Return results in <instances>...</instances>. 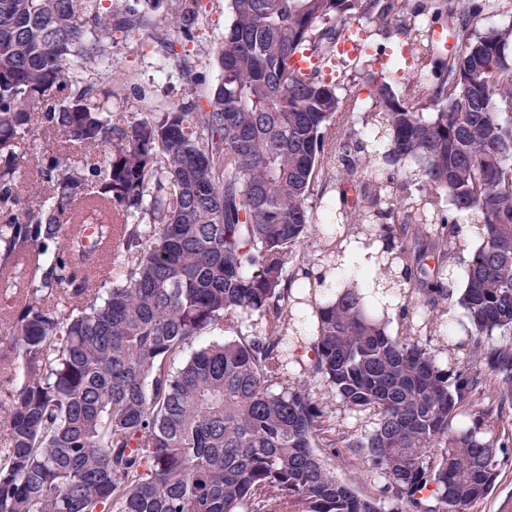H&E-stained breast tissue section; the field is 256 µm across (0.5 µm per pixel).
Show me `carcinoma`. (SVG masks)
<instances>
[{"mask_svg": "<svg viewBox=\"0 0 512 512\" xmlns=\"http://www.w3.org/2000/svg\"><path fill=\"white\" fill-rule=\"evenodd\" d=\"M197 0H169L173 24ZM208 110L112 122L83 78L114 28L153 27L101 0H0V512H473L512 459V25L437 57L430 19L466 25L471 0H230ZM352 15L407 36L397 80L358 56L357 102L321 71ZM308 50L320 65L291 68ZM366 204L310 198L324 159ZM38 201L22 190L32 163ZM482 229L459 297L476 365L444 367L452 214ZM327 224L384 243L375 270L413 286L392 336L363 289L304 306L300 247ZM114 270L107 284L101 269ZM204 336L213 340L199 347ZM493 394L488 399L486 395ZM384 478L376 496L317 453L325 407ZM472 424L457 418L478 404ZM351 71H347L344 79V87L347 89V93L351 96L358 97V109L354 112L353 116H351L350 121L356 123V129L363 131L364 134L368 130H371L370 126L366 129H362L361 127V119L360 115L364 112H370L371 108V98L369 97L368 89L363 85V81L358 78H354V76H350Z\"/></svg>", "mask_w": 512, "mask_h": 512, "instance_id": "cac0c4a2", "label": "carcinoma"}]
</instances>
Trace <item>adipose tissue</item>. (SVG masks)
Wrapping results in <instances>:
<instances>
[{
	"instance_id": "obj_1",
	"label": "adipose tissue",
	"mask_w": 512,
	"mask_h": 512,
	"mask_svg": "<svg viewBox=\"0 0 512 512\" xmlns=\"http://www.w3.org/2000/svg\"><path fill=\"white\" fill-rule=\"evenodd\" d=\"M382 248L380 240L365 235H351L341 241L334 265L318 270L325 296H333L353 278L358 279L362 287H371Z\"/></svg>"
}]
</instances>
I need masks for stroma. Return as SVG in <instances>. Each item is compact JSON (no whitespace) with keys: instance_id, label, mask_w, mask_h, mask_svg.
<instances>
[{"instance_id":"obj_1","label":"stroma","mask_w":512,"mask_h":512,"mask_svg":"<svg viewBox=\"0 0 512 512\" xmlns=\"http://www.w3.org/2000/svg\"><path fill=\"white\" fill-rule=\"evenodd\" d=\"M230 20L229 0H199L188 32L169 29V54L159 51L149 31H113L103 45L116 69L93 68L87 75L98 80L120 124L134 112H165L189 103L206 108L220 77L215 51ZM319 454L339 479L359 494L373 495L380 478L363 460L341 447H323Z\"/></svg>"}]
</instances>
